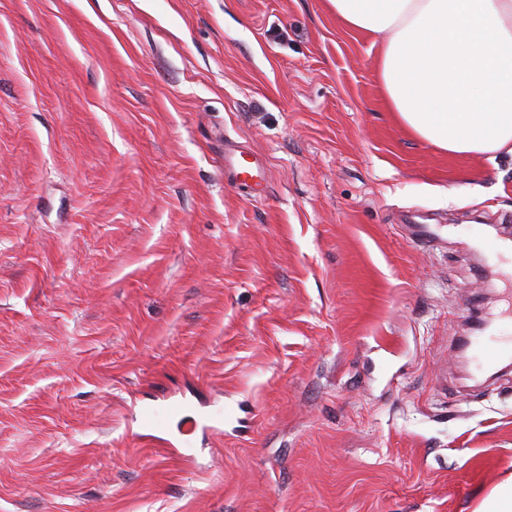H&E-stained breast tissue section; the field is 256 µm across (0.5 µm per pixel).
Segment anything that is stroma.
<instances>
[{
    "mask_svg": "<svg viewBox=\"0 0 512 512\" xmlns=\"http://www.w3.org/2000/svg\"><path fill=\"white\" fill-rule=\"evenodd\" d=\"M378 56L328 0H0V512H474L512 478V369L459 346L506 303L466 227L512 246V157L418 140ZM186 410V404L182 401L166 400L160 404L144 406L139 415L141 429L154 430L161 427L167 420L179 417Z\"/></svg>",
    "mask_w": 512,
    "mask_h": 512,
    "instance_id": "obj_1",
    "label": "stroma"
}]
</instances>
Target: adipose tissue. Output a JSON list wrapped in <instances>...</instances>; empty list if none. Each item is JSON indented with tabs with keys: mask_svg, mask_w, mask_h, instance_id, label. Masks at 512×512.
Returning a JSON list of instances; mask_svg holds the SVG:
<instances>
[{
	"mask_svg": "<svg viewBox=\"0 0 512 512\" xmlns=\"http://www.w3.org/2000/svg\"><path fill=\"white\" fill-rule=\"evenodd\" d=\"M380 38L390 111L453 155L512 154V0H328Z\"/></svg>",
	"mask_w": 512,
	"mask_h": 512,
	"instance_id": "obj_1",
	"label": "adipose tissue"
}]
</instances>
